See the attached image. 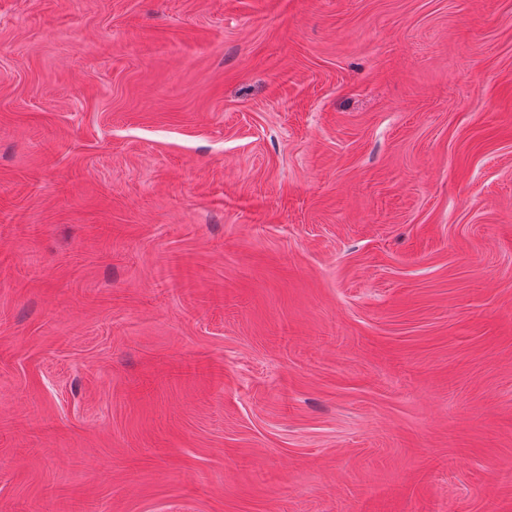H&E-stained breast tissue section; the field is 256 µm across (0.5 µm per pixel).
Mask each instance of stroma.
<instances>
[{
	"instance_id": "stroma-1",
	"label": "stroma",
	"mask_w": 512,
	"mask_h": 512,
	"mask_svg": "<svg viewBox=\"0 0 512 512\" xmlns=\"http://www.w3.org/2000/svg\"><path fill=\"white\" fill-rule=\"evenodd\" d=\"M0 512H512V0H0Z\"/></svg>"
}]
</instances>
